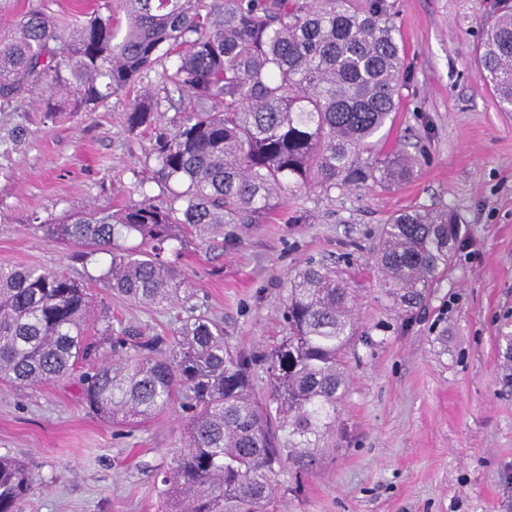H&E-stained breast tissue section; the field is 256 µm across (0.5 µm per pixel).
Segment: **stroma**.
<instances>
[{"instance_id": "stroma-1", "label": "stroma", "mask_w": 512, "mask_h": 512, "mask_svg": "<svg viewBox=\"0 0 512 512\" xmlns=\"http://www.w3.org/2000/svg\"><path fill=\"white\" fill-rule=\"evenodd\" d=\"M409 77L385 140L415 156L390 188L310 187L260 224H229L234 241L190 239L167 251L192 284L198 312L224 325L232 348L258 356L252 384L267 390L263 355L286 334L288 283L307 259L335 267L359 325L338 407L336 452L307 474L284 464L273 512H512V363L497 336L512 321V116L499 112L471 64L477 0H389ZM139 88L88 116L40 122L43 91L0 102V130L24 122L19 150L0 152V266H36L82 281L72 246L36 229L74 205L115 210L159 195L145 158L149 135L129 136ZM416 205L460 217L448 280L410 317L383 296L374 264L387 216ZM113 328L153 335L179 310L127 304L94 282ZM181 410L115 426L81 401L71 376L40 386L0 384V456L25 461L38 486L28 512H162L161 477L181 444Z\"/></svg>"}]
</instances>
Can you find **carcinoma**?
<instances>
[{
  "instance_id": "obj_1",
  "label": "carcinoma",
  "mask_w": 512,
  "mask_h": 512,
  "mask_svg": "<svg viewBox=\"0 0 512 512\" xmlns=\"http://www.w3.org/2000/svg\"><path fill=\"white\" fill-rule=\"evenodd\" d=\"M65 27L32 8L0 25V100L48 93L41 123L61 112L97 111L142 78L160 55L165 99L197 106L163 127L161 100L146 87L126 112L131 134L152 133V179L169 191L116 209L83 208L46 236L109 256L90 281L147 308L181 307L169 334L112 329L100 335L112 362L95 364L87 335L96 304L61 272L0 266V383L40 385L88 370L81 400L101 418L148 420L182 410V448L163 473L166 512H267L276 468L301 473L336 451V409L348 387L346 359L358 334L350 288L327 266L306 262L289 282L288 336L270 354L267 396L255 394L252 358L230 350L224 326L195 314L194 289L163 259L174 241L258 224L309 186H384L414 173L399 150L381 151L406 71L386 0H103ZM474 67L500 112H512V0H494L480 20ZM24 128L0 136L16 151ZM138 237L146 250L124 249ZM460 247L459 218L418 205L391 214L374 256L385 297L422 308L448 279ZM37 479L0 456V512H23Z\"/></svg>"
}]
</instances>
